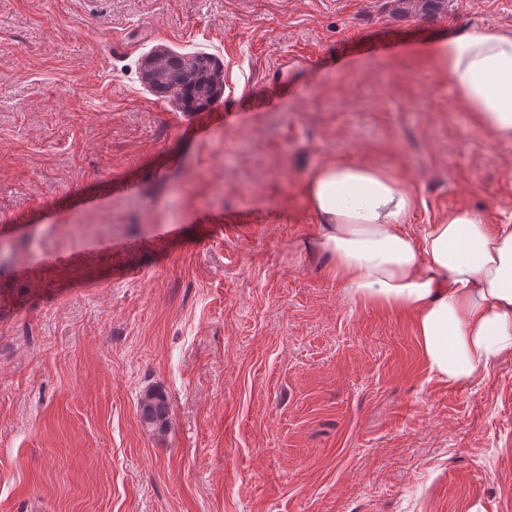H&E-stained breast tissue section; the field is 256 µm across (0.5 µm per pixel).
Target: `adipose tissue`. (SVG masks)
Instances as JSON below:
<instances>
[{
	"label": "adipose tissue",
	"instance_id": "obj_1",
	"mask_svg": "<svg viewBox=\"0 0 512 512\" xmlns=\"http://www.w3.org/2000/svg\"><path fill=\"white\" fill-rule=\"evenodd\" d=\"M430 52L479 127L512 141V33L466 31ZM305 195L330 273L353 301L411 310L433 376L464 386L512 355V224L490 226L462 209L412 235L411 194L361 162L321 165Z\"/></svg>",
	"mask_w": 512,
	"mask_h": 512
}]
</instances>
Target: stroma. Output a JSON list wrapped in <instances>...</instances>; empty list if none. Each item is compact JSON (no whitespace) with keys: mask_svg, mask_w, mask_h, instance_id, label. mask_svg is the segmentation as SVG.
<instances>
[{"mask_svg":"<svg viewBox=\"0 0 512 512\" xmlns=\"http://www.w3.org/2000/svg\"><path fill=\"white\" fill-rule=\"evenodd\" d=\"M486 27L512 0H0V512H512V356L432 377L305 196L360 161L412 234L511 223L512 142L429 52ZM158 51L211 56L219 97L153 88ZM137 412L141 424L148 432L162 435L168 430L170 403L161 390H146L138 401Z\"/></svg>","mask_w":512,"mask_h":512,"instance_id":"obj_1","label":"stroma"}]
</instances>
